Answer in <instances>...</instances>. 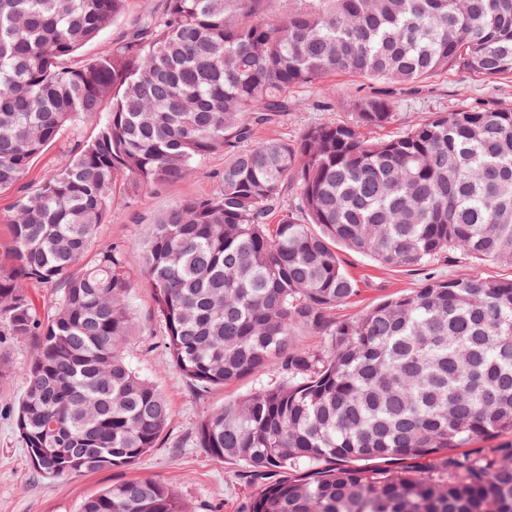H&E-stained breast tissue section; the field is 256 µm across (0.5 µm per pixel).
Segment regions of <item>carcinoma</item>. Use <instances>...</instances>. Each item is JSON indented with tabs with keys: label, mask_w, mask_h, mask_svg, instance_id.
Here are the masks:
<instances>
[{
	"label": "carcinoma",
	"mask_w": 512,
	"mask_h": 512,
	"mask_svg": "<svg viewBox=\"0 0 512 512\" xmlns=\"http://www.w3.org/2000/svg\"><path fill=\"white\" fill-rule=\"evenodd\" d=\"M126 2L0 0V192L19 193L0 337L37 344L14 415L34 468L60 479L127 466L168 426L163 395L124 357L136 252L164 346L198 391L274 363L288 374L195 430L197 447L256 473L306 471L259 486L250 512H512V442L453 453L512 433V279L430 275L328 321L358 293L338 245L386 266L453 251L512 265V105L433 112L375 139L362 129L396 112L374 89L350 99L349 122L297 141L258 136L288 92L326 75L512 78V0H292L276 20L262 0H165L112 51L64 65ZM79 119L95 123L93 138L37 186L19 185ZM215 152L217 193L180 201L136 248L87 258L117 182L167 185ZM36 285L62 287L46 317L27 291ZM327 327L324 353L299 347V333ZM392 460L425 465L378 466ZM80 512L188 510L170 487L132 479Z\"/></svg>",
	"instance_id": "cac0c4a2"
}]
</instances>
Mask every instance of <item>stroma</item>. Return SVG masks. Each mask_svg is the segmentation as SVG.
Returning a JSON list of instances; mask_svg holds the SVG:
<instances>
[{
	"instance_id": "1",
	"label": "stroma",
	"mask_w": 512,
	"mask_h": 512,
	"mask_svg": "<svg viewBox=\"0 0 512 512\" xmlns=\"http://www.w3.org/2000/svg\"><path fill=\"white\" fill-rule=\"evenodd\" d=\"M163 5V0H128L122 19L72 56L70 65L79 66L104 54L112 44L124 40L144 14L161 13ZM371 88V83L349 76L322 78L312 87L289 92L287 112L281 113L275 124L263 129L262 134L296 140L315 124L350 120L351 114L343 108V100ZM392 91L397 127L401 130L432 112H450L474 103L512 104L511 81L482 79L459 68L449 69L422 84L393 86ZM93 133V123L83 120L66 127L34 163L24 178L25 183H39L54 173L73 147L87 142ZM223 169L224 155L217 152L195 165L180 180L162 188L134 191L127 183H119L107 220L97 230L93 248L116 241L131 246L138 244L149 224L155 223L180 200L214 195ZM339 256L346 272L356 280L359 292L336 307L330 316L334 323L357 316L385 299L415 291L430 271L445 279L475 271L488 278H512L510 265L478 266L458 253L448 254L428 268L386 267L344 250ZM128 272L134 283L129 304L135 330L125 353L133 367L160 390L170 409V423L158 446L127 468H105L66 479L42 477L31 465L14 428V409L25 390L22 375L34 357L35 342L7 340L0 348L6 359V371L0 375V512H78L85 499L133 478L170 486L190 512H247L257 480L247 468L213 457L197 447L194 431L205 416L224 402L264 386L287 382L288 376L274 364L233 385L197 391L163 346L162 324L138 257L130 258Z\"/></svg>"
}]
</instances>
